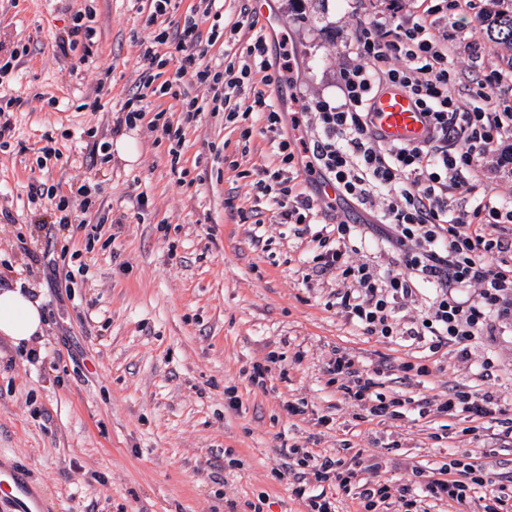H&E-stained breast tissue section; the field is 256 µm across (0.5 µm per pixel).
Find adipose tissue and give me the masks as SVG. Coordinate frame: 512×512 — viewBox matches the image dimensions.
<instances>
[{
	"label": "adipose tissue",
	"instance_id": "adipose-tissue-1",
	"mask_svg": "<svg viewBox=\"0 0 512 512\" xmlns=\"http://www.w3.org/2000/svg\"><path fill=\"white\" fill-rule=\"evenodd\" d=\"M45 326L44 312L28 292L0 287V336L32 351L40 344Z\"/></svg>",
	"mask_w": 512,
	"mask_h": 512
}]
</instances>
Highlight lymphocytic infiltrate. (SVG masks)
I'll use <instances>...</instances> for the list:
<instances>
[{
  "label": "lymphocytic infiltrate",
  "mask_w": 512,
  "mask_h": 512,
  "mask_svg": "<svg viewBox=\"0 0 512 512\" xmlns=\"http://www.w3.org/2000/svg\"><path fill=\"white\" fill-rule=\"evenodd\" d=\"M463 0H428L421 14L400 21L358 19L351 36L356 60L339 71L341 103L318 99L295 113L292 124L304 128L308 147L297 160L293 142L281 135L282 116L266 104V44L255 36L240 71L199 68L207 47L197 18L164 26L144 48V59L157 58L158 47L179 53L165 87L152 76L141 80L134 95L118 112V128L148 121L152 131L180 139L169 122L146 120L144 102L162 93L180 98L181 79L195 69L200 83L224 90V109L236 114L243 86L254 89L269 140L281 166L259 172L257 187L281 223L304 244L308 254L306 281H330L337 290L336 306L348 323L369 336L409 344L435 356L453 349L469 361L472 346L492 335L496 324H512V201L501 198L492 184L480 179L491 168L512 176V105L502 87L507 77L493 70L461 83L448 37L440 23L460 10ZM411 95L430 120V134L420 143L387 142L372 130L370 99L384 86ZM334 183L340 201L376 212L387 242L397 250L399 268L380 270L354 261L352 243L368 237L367 224L338 214L337 202L304 192L302 183ZM471 289L460 299L461 289ZM427 307L409 325L398 313L418 293ZM326 371L334 375L342 401L361 404L370 416L398 419L418 411L499 423L500 436L512 437V410L482 388L450 390L446 401L425 395L402 397L384 389V365L367 366L344 350H336ZM290 456L313 475V487H298L307 512H336L326 490L332 482L355 500L358 512H441L442 507L474 503L480 512H512V478L492 480L475 464L450 459L428 479L399 486L390 493L381 482H357L361 452L342 457L293 448Z\"/></svg>",
  "instance_id": "obj_1"
}]
</instances>
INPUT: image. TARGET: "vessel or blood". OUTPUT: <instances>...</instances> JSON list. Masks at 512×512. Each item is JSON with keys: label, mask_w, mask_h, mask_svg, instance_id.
I'll list each match as a JSON object with an SVG mask.
<instances>
[{"label": "vessel or blood", "mask_w": 512, "mask_h": 512, "mask_svg": "<svg viewBox=\"0 0 512 512\" xmlns=\"http://www.w3.org/2000/svg\"><path fill=\"white\" fill-rule=\"evenodd\" d=\"M373 131L383 140L405 143L424 141L429 124L422 110L406 93L391 87L378 91L370 102Z\"/></svg>", "instance_id": "obj_1"}]
</instances>
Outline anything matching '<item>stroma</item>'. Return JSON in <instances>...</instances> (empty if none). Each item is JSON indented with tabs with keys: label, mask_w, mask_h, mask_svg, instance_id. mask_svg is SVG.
<instances>
[{
	"label": "stroma",
	"mask_w": 512,
	"mask_h": 512,
	"mask_svg": "<svg viewBox=\"0 0 512 512\" xmlns=\"http://www.w3.org/2000/svg\"><path fill=\"white\" fill-rule=\"evenodd\" d=\"M255 28L240 26L241 0H217L224 28L203 59L238 64L252 33L266 40V96L281 112L285 135L304 100L339 101L341 64L352 56L357 17L392 20L420 0H264ZM489 0L454 17V57L512 68V52L489 40L479 18ZM93 12L91 61L57 48L77 11ZM150 0H0V44L18 50L0 94L21 96L8 148L0 150V284L26 288L48 327L37 358L0 337V467L22 474L32 512H303L286 474L288 449L332 453L343 445L371 455L390 450L379 479L396 485L465 451L491 472L512 471V442L475 437L467 421L435 415L358 421L325 371L333 348L363 364L421 361L410 348L346 325L328 289L306 283L302 245L274 211L255 216L257 173L275 165L257 109L234 122L207 113L187 125L179 161L170 143L139 125L129 134L135 159L115 149L112 120L150 68L139 42L154 27ZM293 83L278 82L285 67ZM105 143L103 157L89 155ZM56 143L60 157L43 158ZM53 198L30 202L31 185ZM94 205L80 206L79 186ZM148 198L138 209L137 196ZM67 197L73 223L53 239L55 200ZM123 218L121 230L112 219ZM264 221V242L250 230ZM101 223L88 241L85 225ZM72 282L53 286L48 263L61 252ZM275 353L267 391L246 372ZM501 366L489 390L512 403V326L479 340L469 363L444 355L425 375L388 377L387 389L443 398L475 384L484 357ZM241 402L228 406L230 396ZM304 404L288 415L285 404ZM331 415L328 426L315 425Z\"/></svg>",
	"instance_id": "stroma-1"
}]
</instances>
